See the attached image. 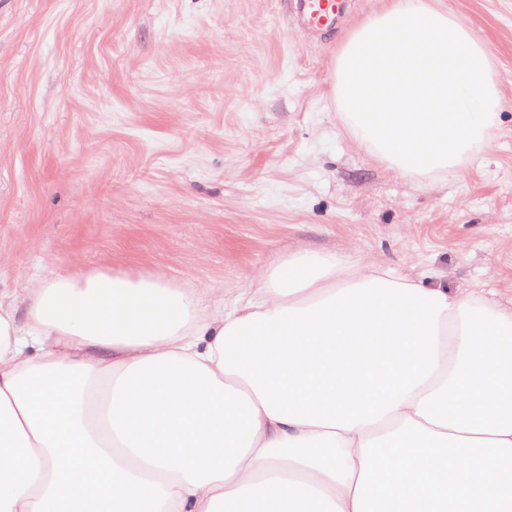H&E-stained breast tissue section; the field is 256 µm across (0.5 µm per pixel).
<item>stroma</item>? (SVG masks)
<instances>
[{
  "label": "stroma",
  "mask_w": 512,
  "mask_h": 512,
  "mask_svg": "<svg viewBox=\"0 0 512 512\" xmlns=\"http://www.w3.org/2000/svg\"><path fill=\"white\" fill-rule=\"evenodd\" d=\"M293 0H0V291L158 272L232 297L279 253L383 262L512 302V0H437L496 58L483 152L419 183L359 150L331 31Z\"/></svg>",
  "instance_id": "35a3bbf8"
}]
</instances>
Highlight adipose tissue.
<instances>
[{
    "label": "adipose tissue",
    "mask_w": 512,
    "mask_h": 512,
    "mask_svg": "<svg viewBox=\"0 0 512 512\" xmlns=\"http://www.w3.org/2000/svg\"><path fill=\"white\" fill-rule=\"evenodd\" d=\"M330 81L404 177L499 119L491 50L433 0H383ZM211 294L110 269L0 294V512H512V305L313 250Z\"/></svg>",
    "instance_id": "1"
}]
</instances>
